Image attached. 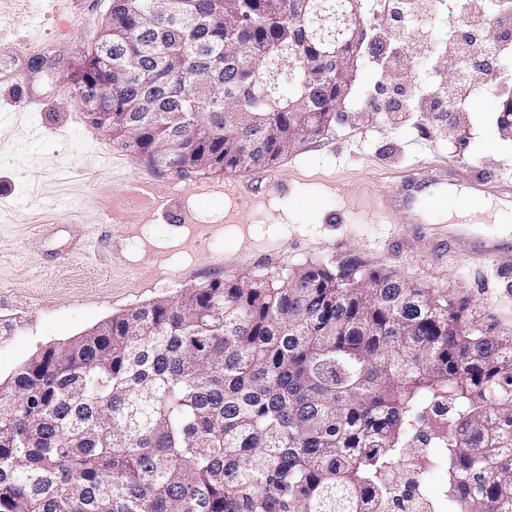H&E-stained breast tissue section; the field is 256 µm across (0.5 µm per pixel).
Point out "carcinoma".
Segmentation results:
<instances>
[{
	"mask_svg": "<svg viewBox=\"0 0 512 512\" xmlns=\"http://www.w3.org/2000/svg\"><path fill=\"white\" fill-rule=\"evenodd\" d=\"M288 2L112 0V57L71 79L143 161L271 168L331 126L324 56L351 54ZM410 457L448 512H512V336L355 263L188 288L0 382V512H394Z\"/></svg>",
	"mask_w": 512,
	"mask_h": 512,
	"instance_id": "carcinoma-1",
	"label": "carcinoma"
}]
</instances>
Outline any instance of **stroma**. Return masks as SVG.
<instances>
[{
	"instance_id": "obj_1",
	"label": "stroma",
	"mask_w": 512,
	"mask_h": 512,
	"mask_svg": "<svg viewBox=\"0 0 512 512\" xmlns=\"http://www.w3.org/2000/svg\"><path fill=\"white\" fill-rule=\"evenodd\" d=\"M448 0L390 33L387 48L445 40L460 13ZM109 0H0L19 18L0 42V380L33 354L112 316L240 274L274 276L312 262L394 270L425 288L468 297L485 323L512 334V268L460 246L418 238L449 219L498 232L494 214L447 199L424 226L389 215L401 175L443 162L512 179V139L497 125L503 96L476 79L470 111H404L402 88L447 75L436 48L394 62L364 53L328 131L268 169L179 174L148 167L95 126L68 74L91 48ZM23 72L20 100L9 76ZM391 102L390 113L370 108ZM280 190L266 188V178ZM252 186L250 197L236 192ZM207 194L198 195L194 185Z\"/></svg>"
}]
</instances>
